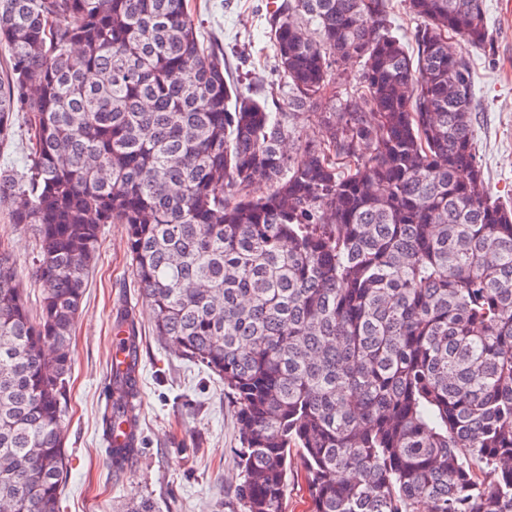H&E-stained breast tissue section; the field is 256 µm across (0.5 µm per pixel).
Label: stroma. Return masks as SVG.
I'll return each mask as SVG.
<instances>
[{"label": "stroma", "mask_w": 512, "mask_h": 512, "mask_svg": "<svg viewBox=\"0 0 512 512\" xmlns=\"http://www.w3.org/2000/svg\"><path fill=\"white\" fill-rule=\"evenodd\" d=\"M271 0H188L204 42L224 52L227 80L262 98L277 93L273 109L287 112L288 89L266 35ZM491 42L472 52L476 151L490 191L512 200V0H486ZM288 150L300 157L325 135L320 110L290 114ZM0 238L11 242L29 295L36 255L32 232L0 210ZM126 305L142 330L138 455L114 474L100 418L109 395L113 313ZM63 422L68 460L61 512H129L150 499L158 512H234L242 482L238 466L237 408L216 375L180 356L151 334V316L127 257L123 225L102 229L72 343V371Z\"/></svg>", "instance_id": "obj_1"}]
</instances>
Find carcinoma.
Returning a JSON list of instances; mask_svg holds the SVG:
<instances>
[{"label":"carcinoma","instance_id":"1","mask_svg":"<svg viewBox=\"0 0 512 512\" xmlns=\"http://www.w3.org/2000/svg\"><path fill=\"white\" fill-rule=\"evenodd\" d=\"M391 2L269 13L290 108L362 63L359 101L295 159L186 0H0V143L20 112L27 150L0 207L38 239L40 293L34 315L0 239V512H59L71 336L105 224L125 227L153 335L235 400L239 512H288L296 460L309 512H512V205L473 115L484 2L403 0L413 52ZM127 317L108 443L138 440ZM108 450L115 473L139 452ZM399 1L400 0H393L395 8L391 16L392 29L393 32L399 37H402L406 43H409V47L411 49V45L413 44L414 46L412 38L413 32L417 26V21L398 4Z\"/></svg>","mask_w":512,"mask_h":512}]
</instances>
